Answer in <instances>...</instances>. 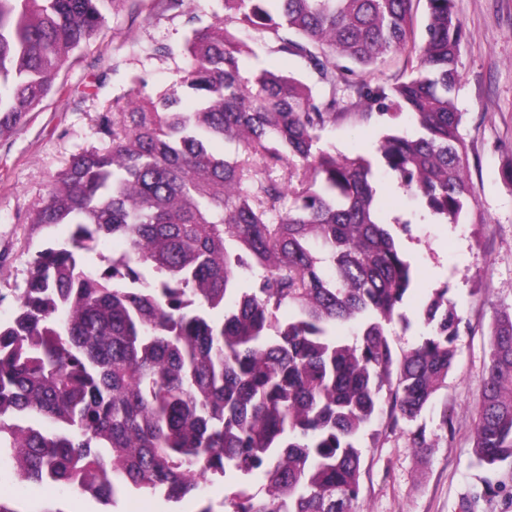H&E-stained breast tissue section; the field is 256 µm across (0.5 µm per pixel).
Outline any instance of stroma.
<instances>
[{
    "label": "stroma",
    "mask_w": 512,
    "mask_h": 512,
    "mask_svg": "<svg viewBox=\"0 0 512 512\" xmlns=\"http://www.w3.org/2000/svg\"><path fill=\"white\" fill-rule=\"evenodd\" d=\"M455 8L464 31L456 104L464 114L476 206L461 224L418 221L401 245L417 275L405 313L414 315L432 289L445 283L467 326L447 384L421 419L430 448L412 447L409 424L392 431L386 414L375 418V438L363 451L356 512H512V459L491 469L473 452V414L488 359L489 327L497 309L512 305V184L503 178L512 165V0H455ZM223 12L222 0H185L179 10L168 9L167 0H143L135 12L121 0L103 32L58 72L57 93L0 143V318L11 316L27 284L38 248L29 239V216L54 176L72 155L108 147L99 117L114 100L127 97L133 77L145 79L142 92L153 98L178 87L191 27L206 26ZM382 131V122H364L352 113L328 127L322 143L345 154L369 153ZM226 492L220 478L201 495L179 502L159 492H124L103 500L61 485L48 494L34 484L17 490L0 485V495L20 502L23 512H135L139 507L199 512L207 504L224 512Z\"/></svg>",
    "instance_id": "1"
}]
</instances>
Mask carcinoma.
I'll return each mask as SVG.
<instances>
[{"mask_svg":"<svg viewBox=\"0 0 512 512\" xmlns=\"http://www.w3.org/2000/svg\"><path fill=\"white\" fill-rule=\"evenodd\" d=\"M117 2L0 0V142ZM419 2L224 0V17L187 39L179 88L102 113L110 146L74 155L30 217L35 232L72 229L35 251L0 321V474L176 502L218 476L235 487L224 512H352L380 402L391 427L418 421L463 322L436 288L416 314L422 340L393 355V325L411 324L399 233L415 214L381 219L378 169L435 224L475 205L455 102L463 24L453 0H426L418 42ZM238 27L305 61L318 89L245 69ZM403 53L409 72L390 85L359 74ZM339 84L385 124L371 154L321 144L347 110ZM217 139L235 154H215ZM108 236L126 249L101 271L85 255ZM473 430L480 463L512 458V307L491 325Z\"/></svg>","mask_w":512,"mask_h":512,"instance_id":"1","label":"carcinoma"}]
</instances>
